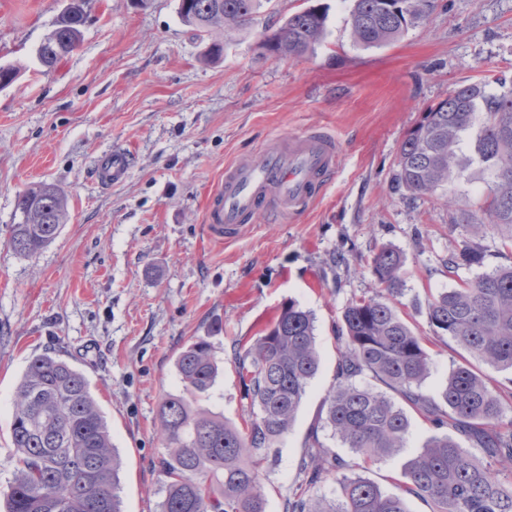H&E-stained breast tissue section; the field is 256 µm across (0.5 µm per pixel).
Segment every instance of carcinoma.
I'll list each match as a JSON object with an SVG mask.
<instances>
[{
  "instance_id": "cac0c4a2",
  "label": "carcinoma",
  "mask_w": 512,
  "mask_h": 512,
  "mask_svg": "<svg viewBox=\"0 0 512 512\" xmlns=\"http://www.w3.org/2000/svg\"><path fill=\"white\" fill-rule=\"evenodd\" d=\"M87 0H71L72 16L57 21L38 54L57 66L78 45ZM261 0H180L182 22L199 35L239 30L254 20ZM431 0H354V42L375 47L396 40L430 13ZM327 15L308 7L289 15L265 39L277 57H299L322 39ZM479 126L476 153L491 185L473 210L453 219L462 244L448 256V276L481 267L486 250L475 238L496 233L512 248V92L493 93L482 82L459 85L428 108L401 142L397 180L415 196L449 186L458 175L459 133ZM20 220L9 246L32 255L51 243L66 217L60 192L43 185L18 196ZM403 255L383 245L372 260L379 289L346 305L337 332L338 364L324 397L325 425L352 452L345 458L317 434L300 458L301 485L284 512H408L404 496L384 493L356 474L357 459L390 458L406 447L412 410L446 432L430 438L402 472L405 496L431 512H512V418L505 397L476 370H512V265L497 266L431 296L429 324L469 357L456 364L441 389L443 404L421 392L432 369L427 337L403 317ZM314 318L294 301L281 307L247 348L233 345V362L250 411L237 425L199 406L221 368L211 344L192 339L178 354L181 389L158 408L165 454L160 512H266L263 493L268 450L288 436L310 381L319 369ZM370 379L358 384L355 379ZM471 441L482 456L464 448ZM14 475L4 512H122L120 459L84 374L54 352L35 355L18 384L10 427ZM330 477L338 496L314 498L309 489Z\"/></svg>"
}]
</instances>
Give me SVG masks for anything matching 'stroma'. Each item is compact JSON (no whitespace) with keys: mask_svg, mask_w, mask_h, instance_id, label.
Returning a JSON list of instances; mask_svg holds the SVG:
<instances>
[{"mask_svg":"<svg viewBox=\"0 0 512 512\" xmlns=\"http://www.w3.org/2000/svg\"><path fill=\"white\" fill-rule=\"evenodd\" d=\"M328 8L327 34L305 56L262 47L277 22L313 3ZM179 0H89L78 47L56 68L36 52L63 0H0V493L13 472L10 423L18 383L33 355L56 351L87 378L121 459L123 512H158L161 398L180 388L175 360L194 337L208 340L223 372L205 408L237 422L246 411L232 362L288 301L315 318L320 368L288 437L269 451L266 512L298 483L310 434L350 451L324 425L336 376L344 307L371 295L381 246L404 256L410 325L430 339L423 393L438 398L460 352L432 335L427 299L451 288L444 266L462 239L451 222L487 190L461 135L463 168L451 198L413 196L396 181L399 146L428 106L461 84L512 82V0H433L428 20L397 41L356 46L353 0H263L255 22L231 33L209 60ZM333 133L341 166L321 199L293 219L265 211L242 238L220 244L204 231L206 202L226 163L274 137ZM127 148L124 181L99 180L97 162ZM47 183L67 217L32 257L9 246L17 198ZM435 428L410 418L406 448L364 476L389 494L405 462Z\"/></svg>","mask_w":512,"mask_h":512,"instance_id":"obj_1","label":"stroma"}]
</instances>
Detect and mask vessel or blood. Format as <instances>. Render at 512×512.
Listing matches in <instances>:
<instances>
[{
	"mask_svg": "<svg viewBox=\"0 0 512 512\" xmlns=\"http://www.w3.org/2000/svg\"><path fill=\"white\" fill-rule=\"evenodd\" d=\"M342 160L339 141L330 133L277 138L260 152L239 156L225 166L206 209V230L216 242L231 241L249 229L255 214L272 208L289 217L316 203ZM130 166L125 149L116 148L99 166L103 181L117 183Z\"/></svg>",
	"mask_w": 512,
	"mask_h": 512,
	"instance_id": "1",
	"label": "vessel or blood"
}]
</instances>
